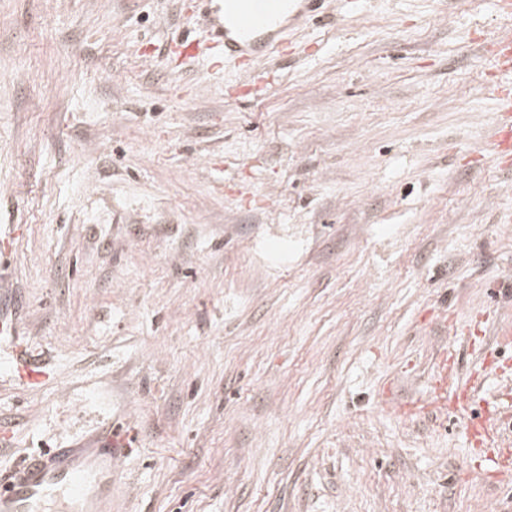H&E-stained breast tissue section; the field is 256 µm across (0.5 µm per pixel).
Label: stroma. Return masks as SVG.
I'll list each match as a JSON object with an SVG mask.
<instances>
[{
  "mask_svg": "<svg viewBox=\"0 0 512 512\" xmlns=\"http://www.w3.org/2000/svg\"><path fill=\"white\" fill-rule=\"evenodd\" d=\"M189 0H0V473L128 445L112 512H512L437 412L449 350L512 437V171L489 155L492 0H333L293 63L150 62ZM12 371L22 383L27 384L30 388L36 389L41 384L44 374L37 369L28 359L23 361L20 356H16V360L12 365Z\"/></svg>",
  "mask_w": 512,
  "mask_h": 512,
  "instance_id": "obj_1",
  "label": "stroma"
}]
</instances>
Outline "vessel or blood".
<instances>
[{"mask_svg": "<svg viewBox=\"0 0 512 512\" xmlns=\"http://www.w3.org/2000/svg\"><path fill=\"white\" fill-rule=\"evenodd\" d=\"M208 25L206 40L183 35L170 44L165 57L170 67L196 59L217 71L233 66L238 73L234 95L243 102L262 95L278 79L266 69L272 56L287 58L290 27L323 16L328 0H203ZM491 64L486 89L495 103L489 150L499 167L512 168V32H495L482 42ZM12 371L22 383L38 388L43 374L30 361L15 360ZM456 365L444 366L435 384L448 395V406L470 416L475 446L486 448L498 472L512 469V440L499 434L496 408L474 412V396L457 384ZM115 440L105 447L51 448L24 461L8 475H0V512H104L117 470Z\"/></svg>", "mask_w": 512, "mask_h": 512, "instance_id": "vessel-or-blood-1", "label": "vessel or blood"}]
</instances>
